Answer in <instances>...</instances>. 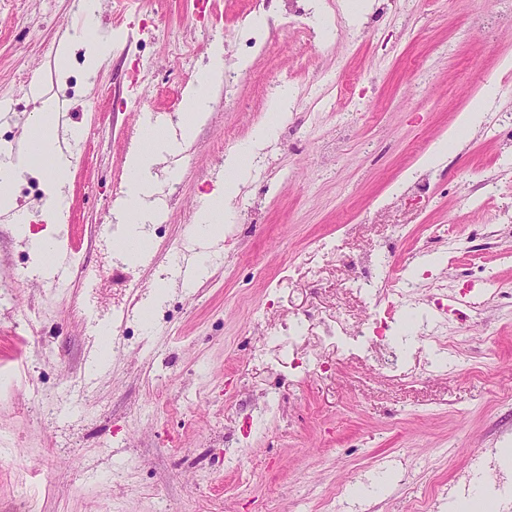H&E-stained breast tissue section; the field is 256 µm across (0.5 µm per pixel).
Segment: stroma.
<instances>
[{"instance_id": "obj_1", "label": "stroma", "mask_w": 512, "mask_h": 512, "mask_svg": "<svg viewBox=\"0 0 512 512\" xmlns=\"http://www.w3.org/2000/svg\"><path fill=\"white\" fill-rule=\"evenodd\" d=\"M0 0V158L18 151L37 103L53 99L76 162L66 176L68 217L56 234V285L31 276L33 256L0 211V281L26 280L0 300V512H321L345 493L343 512H412L430 483H445L431 512L459 491L486 487L482 465L512 449V224L491 243L481 225L512 210V11L501 0H312L334 22L332 44L288 25V0ZM265 19V44L235 65L242 19ZM497 21L495 33L475 24ZM112 43L96 69L85 43ZM223 46L237 66L232 90L216 83L209 120L196 127L155 195L151 248L134 266L142 297L168 281L147 321H112L101 283L123 261L103 250L128 187L126 158L150 120L176 131L186 89ZM484 118L437 166L421 161L481 93ZM288 113L253 148L279 94ZM236 138L224 141L225 125ZM249 150L224 237L185 240L186 225L224 180L232 151ZM429 181L418 199L404 190ZM493 185L481 204L470 192ZM50 175L31 165L12 182L34 214ZM471 237L466 254L443 253L435 232ZM335 239V255H319ZM205 259L206 276L169 282L180 253ZM388 288L444 278L474 285L483 305L450 321L451 372L415 379L384 373L380 349L359 358L326 328L369 318L363 270ZM310 314L299 359L323 355L305 376L253 353L266 333ZM121 342L105 371L86 359L94 329ZM276 390L273 410L263 406Z\"/></svg>"}]
</instances>
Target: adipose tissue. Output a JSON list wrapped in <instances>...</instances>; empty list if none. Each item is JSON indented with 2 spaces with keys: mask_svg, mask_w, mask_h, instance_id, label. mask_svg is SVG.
<instances>
[{
  "mask_svg": "<svg viewBox=\"0 0 512 512\" xmlns=\"http://www.w3.org/2000/svg\"><path fill=\"white\" fill-rule=\"evenodd\" d=\"M222 49H215L212 64L203 70L192 84L186 97V112L180 125V135L170 138L164 133H150L144 140L142 148L134 151L128 159V169L131 177V198L125 204L124 230L117 243V248L128 258H135L147 251L148 238L144 227L152 219L149 198L154 191L150 179V171L155 165L165 161L166 157L189 145L195 134V128L204 112H207L211 99V89L222 73ZM61 149L54 139L42 141L31 152H20L18 159L0 160V208L14 211V232L16 236L25 240L30 251L40 265H48L52 254L56 250V240L52 234H32L30 231V214L16 208L14 199L9 193L17 170L22 165L35 161L46 162L50 170L53 191L48 201V222H59L67 208V200L60 187L64 181V170L58 159ZM247 159L246 153L236 152L230 154L227 161L229 175L223 185L209 196L206 206L198 213L197 222L206 232L219 236L223 233L220 225L214 224L215 212L230 207L237 192L238 181L236 172L243 167Z\"/></svg>",
  "mask_w": 512,
  "mask_h": 512,
  "instance_id": "obj_1",
  "label": "adipose tissue"
}]
</instances>
